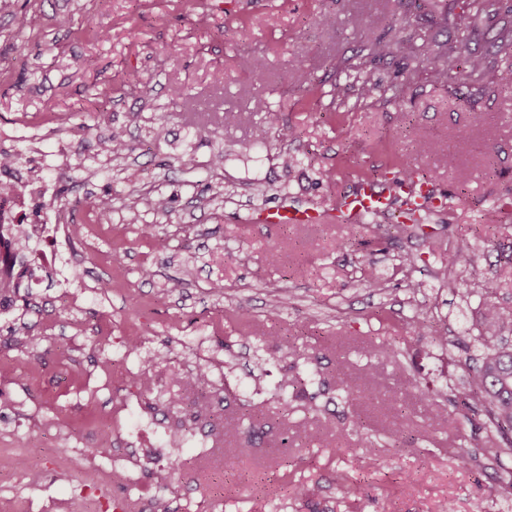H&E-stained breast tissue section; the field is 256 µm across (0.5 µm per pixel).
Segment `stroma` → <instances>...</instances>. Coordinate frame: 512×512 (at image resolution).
<instances>
[{
	"label": "stroma",
	"instance_id": "stroma-1",
	"mask_svg": "<svg viewBox=\"0 0 512 512\" xmlns=\"http://www.w3.org/2000/svg\"><path fill=\"white\" fill-rule=\"evenodd\" d=\"M444 8L0 0V146L18 155L16 178L46 170L55 193L34 210L69 214L74 232L57 248L81 274L77 284L49 274L0 310V441L13 450L0 512H54V501L92 494L100 512H249L258 500L281 512H344L353 483L359 512H441L449 501L455 512L478 501L512 512L499 484L512 453L489 454L483 412L458 403L465 361L478 355L459 342L461 329L485 333L488 302L512 313V90L463 92L419 63L416 49L454 34ZM89 12L101 35L81 34ZM357 12L378 21L353 26ZM60 16L70 26H53ZM397 23L413 49L373 63L384 94L337 105V59L390 39ZM228 27L238 30L233 49ZM244 56L262 60V86ZM404 70L413 79L403 87ZM176 84L189 86L187 101L171 103ZM110 135L123 154L106 153ZM446 152L466 184L438 164ZM400 158L448 192L421 227L395 228L383 213L275 231L247 221L285 202L336 206L362 177H394ZM87 190L110 198L107 216L89 220L78 204ZM159 197L163 215L148 207ZM352 234L357 246L341 248ZM157 237L168 248H155ZM459 249L480 277L447 269L444 257ZM366 269L382 290L367 288ZM175 279L180 288L169 290ZM412 281L421 292H409ZM69 288L83 294L78 308L53 301ZM415 319L424 323L416 333ZM135 335L136 355L126 347ZM279 337L290 351L269 360ZM215 360L211 386L184 388L188 365ZM298 374L306 382L296 390L288 380ZM230 419L240 425L228 435ZM38 442L72 460L68 480L30 478L25 457ZM171 457L183 462L172 482ZM87 465L111 470L108 490L86 485Z\"/></svg>",
	"mask_w": 512,
	"mask_h": 512
}]
</instances>
